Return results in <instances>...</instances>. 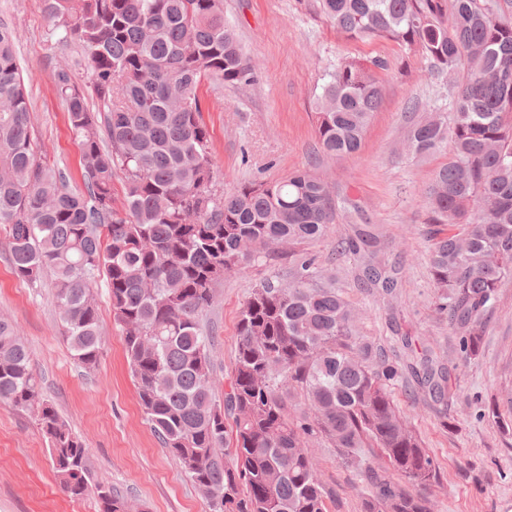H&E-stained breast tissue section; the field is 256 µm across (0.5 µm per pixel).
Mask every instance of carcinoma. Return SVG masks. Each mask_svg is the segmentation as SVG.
Here are the masks:
<instances>
[{"label": "carcinoma", "instance_id": "cac0c4a2", "mask_svg": "<svg viewBox=\"0 0 512 512\" xmlns=\"http://www.w3.org/2000/svg\"><path fill=\"white\" fill-rule=\"evenodd\" d=\"M62 40L83 50L87 84L63 66L55 86L80 149L86 189L49 164L16 56L0 22V226L12 274L31 288L53 275L54 299L74 359L88 372L102 353L94 288L109 305L161 448L205 498L209 512H328L317 448H332L362 484V512H431L437 465L392 398L410 384L445 410L457 395L432 349L402 337L403 365L357 335V313L324 280L304 246L326 235L328 184L305 171L215 189L213 148L199 87L246 84L254 67L224 23V0H43ZM340 35L421 51L431 70H466L445 119L408 130L417 155L451 141L454 158L429 192V274L448 327L463 332L461 360L479 355L484 313L512 276V20L489 0H316ZM389 63L347 60L322 87L323 152L360 151L381 102ZM99 109L90 107L91 101ZM125 175L124 211L112 179ZM278 244L294 269L265 278L242 304L234 368L214 394L203 320L224 277ZM338 253L363 254L359 283L391 299L397 272L380 237L357 228ZM0 402L34 413L54 472L72 500L124 512L110 487L91 486L88 448L41 397L28 348L0 316ZM232 424H227V419Z\"/></svg>", "mask_w": 512, "mask_h": 512}]
</instances>
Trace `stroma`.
<instances>
[{
	"instance_id": "1",
	"label": "stroma",
	"mask_w": 512,
	"mask_h": 512,
	"mask_svg": "<svg viewBox=\"0 0 512 512\" xmlns=\"http://www.w3.org/2000/svg\"><path fill=\"white\" fill-rule=\"evenodd\" d=\"M224 18L234 27L255 67L253 81L236 85L203 82L200 96L209 129L218 191L275 181L301 169L327 181L333 217L325 238L307 245L341 295L358 314V328L389 354L406 358V336L432 346L439 356L458 347L437 307L428 273V191L435 172L448 164L450 145L426 156L408 151L409 127L432 113H448L461 76L430 71L419 54L394 42H355L336 32L314 0H224ZM0 22L15 30L26 92L33 107V137L65 170L72 189L84 181L80 151L54 87V74L68 65L76 83L87 81L76 42H60L42 0H0ZM387 58L380 72L383 100L364 133L361 150L335 158L323 153L316 135L318 97L330 73L345 60ZM357 224L381 232L402 288L394 303L356 286L361 261L336 254L341 238ZM280 251L227 275L207 319L213 326L210 357L217 389L231 375L236 323L252 288L267 276H287ZM103 325V350L94 372L74 360L63 335L50 281L29 288L10 270L6 233L0 229V314L15 322L26 342L45 400L89 450L92 481L125 496L148 512H208L200 493L160 447L138 403L126 363L121 330L107 302L105 281L95 288ZM457 397L446 420L431 402L395 386L393 397L422 437L439 467L432 512H512V431L502 432L484 412L512 396V277L484 323L479 356L456 372ZM320 477L334 497L330 512H361L358 481L332 449L316 452ZM95 497L70 500L60 489L47 443L33 413L0 403V512H97Z\"/></svg>"
}]
</instances>
